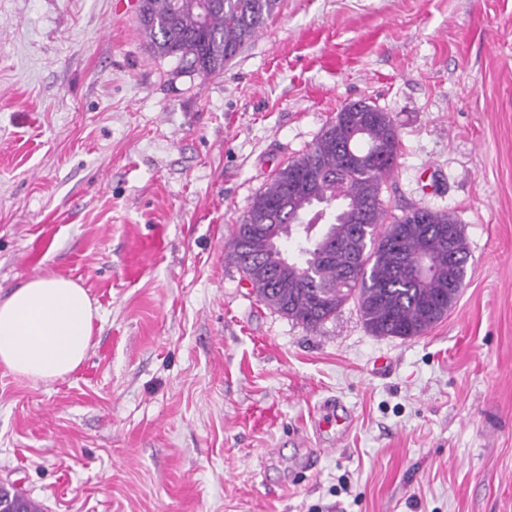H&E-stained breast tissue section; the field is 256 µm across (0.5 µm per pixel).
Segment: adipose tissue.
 Listing matches in <instances>:
<instances>
[{
    "mask_svg": "<svg viewBox=\"0 0 512 512\" xmlns=\"http://www.w3.org/2000/svg\"><path fill=\"white\" fill-rule=\"evenodd\" d=\"M99 317L87 291L61 276H35L0 300V366L55 381L85 360Z\"/></svg>",
    "mask_w": 512,
    "mask_h": 512,
    "instance_id": "adipose-tissue-1",
    "label": "adipose tissue"
}]
</instances>
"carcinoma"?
<instances>
[{"label":"carcinoma","mask_w":512,"mask_h":512,"mask_svg":"<svg viewBox=\"0 0 512 512\" xmlns=\"http://www.w3.org/2000/svg\"><path fill=\"white\" fill-rule=\"evenodd\" d=\"M279 0H140L151 53L204 78L224 71L278 9ZM389 113L344 106L308 152L279 169L234 225L228 255L256 296L314 329L354 300L376 336L423 335L464 285V233L446 211L415 208L389 222L381 185L396 168ZM297 241L283 259L281 242ZM425 258L420 278L412 263Z\"/></svg>","instance_id":"1"}]
</instances>
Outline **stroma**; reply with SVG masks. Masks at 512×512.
Returning <instances> with one entry per match:
<instances>
[{"label": "stroma", "mask_w": 512, "mask_h": 512, "mask_svg": "<svg viewBox=\"0 0 512 512\" xmlns=\"http://www.w3.org/2000/svg\"><path fill=\"white\" fill-rule=\"evenodd\" d=\"M361 100L398 128L388 217L444 210L467 240L459 298L414 338L353 301L308 329L228 256ZM39 272L100 314L66 378L0 367V479L40 512H512V0H280L208 78L154 56L122 0H0V299ZM164 247L163 241L159 237H151L144 244L134 249L127 260L126 272L130 277L140 274L142 269V256L145 251H160Z\"/></svg>", "instance_id": "stroma-1"}]
</instances>
